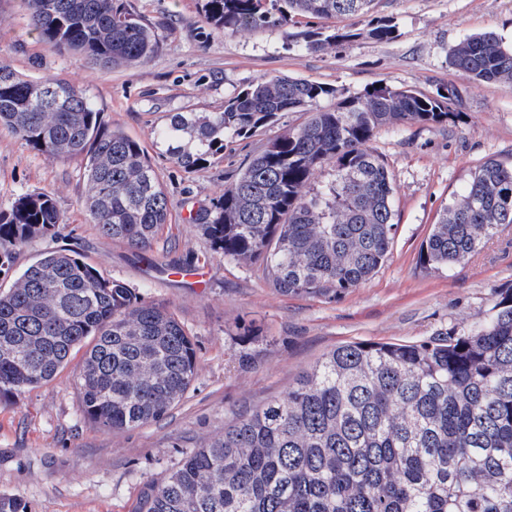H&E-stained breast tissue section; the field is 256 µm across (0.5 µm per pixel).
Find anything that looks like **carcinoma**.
Wrapping results in <instances>:
<instances>
[{"instance_id":"obj_1","label":"carcinoma","mask_w":512,"mask_h":512,"mask_svg":"<svg viewBox=\"0 0 512 512\" xmlns=\"http://www.w3.org/2000/svg\"><path fill=\"white\" fill-rule=\"evenodd\" d=\"M43 39L101 67L131 68L157 49L123 0H25ZM226 36L280 29L306 52L360 39L392 41L375 0H202ZM305 20V29L289 27ZM343 20L349 25H339ZM449 64L474 83L512 82V45L465 37ZM454 89L427 95L386 82L347 95L265 75L222 112H173L155 136L186 173L221 158L287 112L306 119L269 138L191 222L215 252L256 265L282 294L338 296L387 261L396 232L392 172L377 131L448 122ZM52 162L83 167V206L108 239L147 253L169 208L140 142L107 130L83 88L32 80L0 63V129ZM330 170L320 188L315 173ZM64 218L48 192L0 210V274L35 238L40 258L0 292V393L49 382L93 340L80 377L84 416L107 430L165 418L197 374L191 337L169 309L104 276L57 244ZM512 224V164L489 158L443 208L421 247L434 268L464 263ZM491 314L418 344L351 343L326 353L288 389L238 415L224 434L146 485L138 512H512V288Z\"/></svg>"}]
</instances>
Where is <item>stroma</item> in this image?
Masks as SVG:
<instances>
[{
    "instance_id": "1",
    "label": "stroma",
    "mask_w": 512,
    "mask_h": 512,
    "mask_svg": "<svg viewBox=\"0 0 512 512\" xmlns=\"http://www.w3.org/2000/svg\"><path fill=\"white\" fill-rule=\"evenodd\" d=\"M152 27L157 50L134 68H103L59 50L36 33L23 0H0V63L31 79L79 83L104 123L140 141L158 170L169 222L141 254L103 238L83 206L77 163L52 162L0 131V210L20 195L50 192L66 222L64 242L85 261L148 301L163 304L197 352V376L163 420L112 431L80 408L83 352L48 383L0 395V495L29 512H137L145 485L162 480L202 440L223 434L242 411L283 395L334 347L351 342L419 343L484 316L496 288L512 287V225L463 265L432 268L420 250L438 212L486 158L512 162V84H474L448 63L468 35L488 30L512 42V0H375L376 16L401 35L363 39L328 53L289 48L279 30L224 37L202 18V0H125ZM285 74L354 94L384 81L435 94L455 87L459 122L380 131L373 146L394 175L397 232L387 263L335 298L284 295L246 266L214 252L185 216L210 205L263 145L238 139L206 168L185 173L153 137L174 112H220L251 81ZM205 268L204 287L173 276Z\"/></svg>"
}]
</instances>
